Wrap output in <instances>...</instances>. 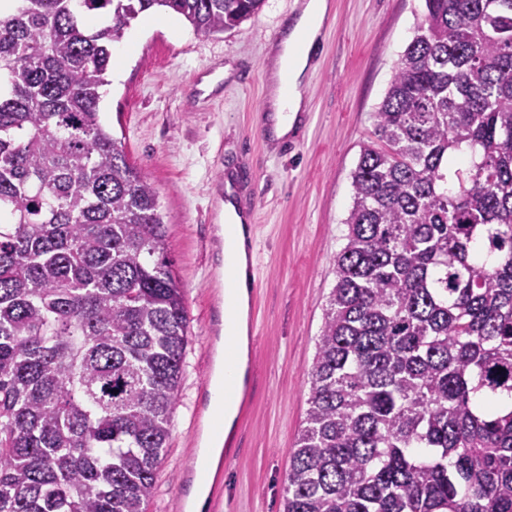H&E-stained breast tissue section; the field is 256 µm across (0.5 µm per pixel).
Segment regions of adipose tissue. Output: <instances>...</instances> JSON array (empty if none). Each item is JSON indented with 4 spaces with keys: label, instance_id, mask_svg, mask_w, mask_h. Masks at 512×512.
<instances>
[{
    "label": "adipose tissue",
    "instance_id": "ef3b65f1",
    "mask_svg": "<svg viewBox=\"0 0 512 512\" xmlns=\"http://www.w3.org/2000/svg\"><path fill=\"white\" fill-rule=\"evenodd\" d=\"M328 9L327 0H304L300 12L284 26L278 42L272 48L271 92L265 106L266 135L271 141L286 139L295 131L299 114L304 109L301 87ZM239 209L234 198L225 199L224 224L221 228L224 237L223 269L225 273L238 276L235 286L224 291L221 332L236 337L237 347L218 352L213 378L216 390L211 397V406L215 414L222 417L223 427L227 430L234 423L236 410L226 390L242 384L247 362L249 295L244 277L248 253Z\"/></svg>",
    "mask_w": 512,
    "mask_h": 512
}]
</instances>
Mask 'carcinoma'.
<instances>
[{
    "label": "carcinoma",
    "instance_id": "1",
    "mask_svg": "<svg viewBox=\"0 0 512 512\" xmlns=\"http://www.w3.org/2000/svg\"><path fill=\"white\" fill-rule=\"evenodd\" d=\"M264 0L0 8V512H146L187 341L112 46ZM352 173L285 512H512V0H425Z\"/></svg>",
    "mask_w": 512,
    "mask_h": 512
}]
</instances>
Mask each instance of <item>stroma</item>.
I'll return each mask as SVG.
<instances>
[{"label": "stroma", "mask_w": 512, "mask_h": 512, "mask_svg": "<svg viewBox=\"0 0 512 512\" xmlns=\"http://www.w3.org/2000/svg\"><path fill=\"white\" fill-rule=\"evenodd\" d=\"M302 2L265 0L255 16L210 35L160 9L132 20L114 48L121 59L108 75L102 121L156 188L189 319L167 450L147 512H181L184 478L200 448L201 387L222 323L217 227L231 172L242 178L240 203L255 209L260 312L250 402L232 430L234 447L223 454L215 512L285 510L289 458L305 425L309 371L336 284L335 258L346 243L351 174L424 13V0H328L322 49L301 88L309 120L283 152L263 128L267 59ZM219 66L222 90L199 97V77Z\"/></svg>", "instance_id": "obj_1"}]
</instances>
